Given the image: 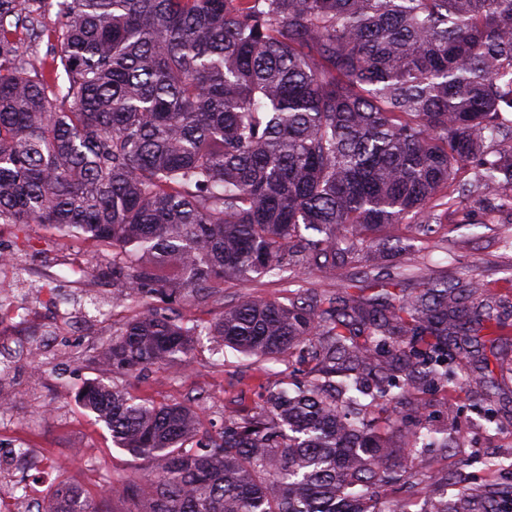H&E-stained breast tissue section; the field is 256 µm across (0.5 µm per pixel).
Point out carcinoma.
I'll return each instance as SVG.
<instances>
[{
	"label": "carcinoma",
	"instance_id": "1",
	"mask_svg": "<svg viewBox=\"0 0 512 512\" xmlns=\"http://www.w3.org/2000/svg\"><path fill=\"white\" fill-rule=\"evenodd\" d=\"M450 202L512 209V0H0V224L18 252H46L32 224L88 241L112 308L143 305L101 348L112 372H177L197 336L285 374L297 350L317 362L211 432L202 396L81 388L152 473L112 487L122 512H384L391 458L448 433L406 426L395 445L380 422L413 388L477 380L501 305L477 281L362 299L338 269L381 268L394 246L372 232H427ZM311 267L343 282L328 309L300 289L208 325L171 306ZM446 481L420 512L512 508V486L449 499ZM41 512L102 510L66 487Z\"/></svg>",
	"mask_w": 512,
	"mask_h": 512
}]
</instances>
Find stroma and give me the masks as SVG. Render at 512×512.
Masks as SVG:
<instances>
[{
	"label": "stroma",
	"mask_w": 512,
	"mask_h": 512,
	"mask_svg": "<svg viewBox=\"0 0 512 512\" xmlns=\"http://www.w3.org/2000/svg\"><path fill=\"white\" fill-rule=\"evenodd\" d=\"M30 233L52 249L49 263L27 260L26 265L39 280L66 281L68 291L80 299L89 298L94 290H105L104 282L88 278L83 282L69 280L65 259L92 257L90 245L81 239H59L51 231L32 225ZM401 251L393 265L402 267L407 277L402 281L381 279L359 282L357 294L372 297L381 290L398 292L416 287L423 279L448 281L465 287L479 281L487 294L506 306V326L499 330L498 341L482 339L479 348V374L486 381L493 404L485 406L470 396L469 390L454 387L413 393L411 401L421 404L426 421L447 429V447L418 449L412 470L418 486H428L433 475L450 478L445 495L456 493L458 486L479 485L491 478L492 463L503 464L501 478L512 481V250L503 248L504 237H512V211L487 213L473 208L469 216L449 211L446 220L422 233L417 226L398 224L390 228ZM258 299L286 301L288 291L270 279L260 281H228L207 302H178L181 314L188 319L205 322L220 308L235 302L241 295ZM135 305L117 308L112 317L82 328L79 333L62 335L56 355L49 359L47 378L36 383L29 376L28 359H19L7 389L14 396L11 415L19 438L32 447L42 449L52 460L68 459L62 471L52 472L56 482L67 484L84 496L104 502L107 508L116 503L107 498L109 483L126 476L148 480L149 470L142 459L115 446L112 435L94 413L85 410L76 399L83 382L101 378L93 357L103 339L111 337L127 319L138 314ZM209 341H201L192 355L189 367L173 374L148 369L131 379L130 390L141 400L154 403L187 401L202 393L209 398L206 418H217L222 410L251 409L271 382L269 365L239 357L225 350L224 366H217Z\"/></svg>",
	"instance_id": "stroma-1"
}]
</instances>
